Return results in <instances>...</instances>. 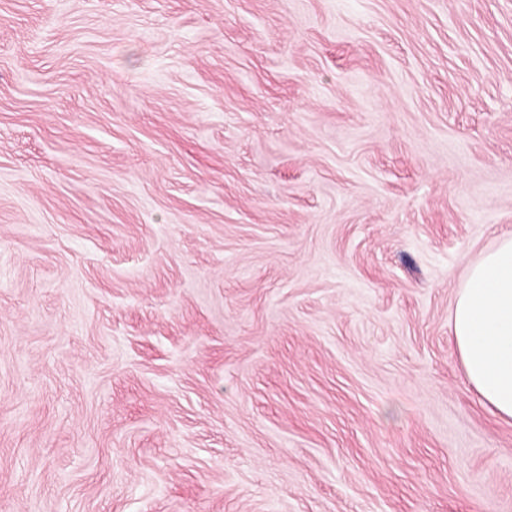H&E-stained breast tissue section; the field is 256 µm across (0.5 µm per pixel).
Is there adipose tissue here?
<instances>
[{
  "label": "adipose tissue",
  "instance_id": "1",
  "mask_svg": "<svg viewBox=\"0 0 512 512\" xmlns=\"http://www.w3.org/2000/svg\"><path fill=\"white\" fill-rule=\"evenodd\" d=\"M451 325L468 382L512 420V235L469 266Z\"/></svg>",
  "mask_w": 512,
  "mask_h": 512
}]
</instances>
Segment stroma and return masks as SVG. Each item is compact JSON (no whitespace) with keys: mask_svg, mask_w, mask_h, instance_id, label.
<instances>
[{"mask_svg":"<svg viewBox=\"0 0 512 512\" xmlns=\"http://www.w3.org/2000/svg\"><path fill=\"white\" fill-rule=\"evenodd\" d=\"M506 233L512 0H0V512H512ZM451 325L468 382L512 420V235L469 266Z\"/></svg>","mask_w":512,"mask_h":512,"instance_id":"obj_1","label":"stroma"}]
</instances>
